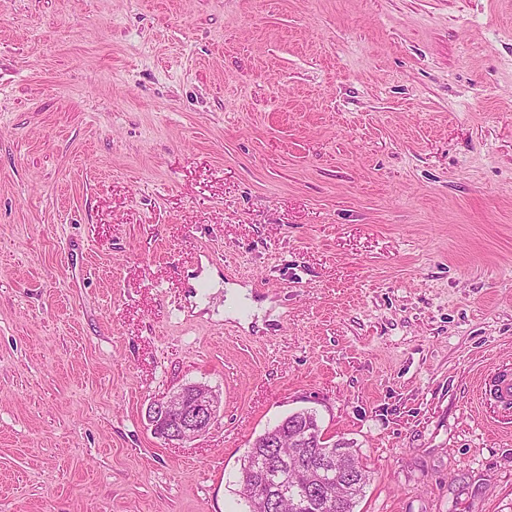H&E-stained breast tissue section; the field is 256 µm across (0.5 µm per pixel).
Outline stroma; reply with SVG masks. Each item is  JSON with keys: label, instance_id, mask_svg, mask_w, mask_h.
<instances>
[{"label": "stroma", "instance_id": "1", "mask_svg": "<svg viewBox=\"0 0 512 512\" xmlns=\"http://www.w3.org/2000/svg\"><path fill=\"white\" fill-rule=\"evenodd\" d=\"M505 375L512 0H0V512H248L302 409L355 512H512ZM227 289L225 298V304L228 308L227 316L238 318V308L241 306H247L253 313L258 311V304L252 300L251 293L247 287L229 285ZM185 388L192 391L191 405L186 402ZM218 407L219 397L211 388L193 384L170 396L154 399L149 404L148 421L154 434L164 440L190 443L209 431L215 421ZM296 418H284L280 423L274 426L272 429L265 431L259 435L252 443L251 448L247 451L246 456L243 459V463L240 467V492L244 499L248 503L249 511L252 512L253 502L258 498L271 493V485L264 484L261 482L258 476L254 475L253 472V459L258 452L269 453L272 448H264L268 445L264 444V441H268L270 436L273 438V442L282 441L284 452L288 451V479L292 478L294 474L301 475L304 468H307V461L303 453H293V448L290 447L288 441L295 434L292 423L297 421Z\"/></svg>", "mask_w": 512, "mask_h": 512}]
</instances>
